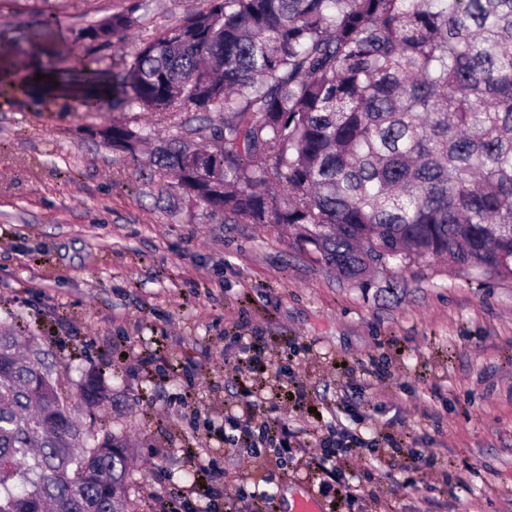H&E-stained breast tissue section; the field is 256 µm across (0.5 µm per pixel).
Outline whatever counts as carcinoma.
Masks as SVG:
<instances>
[{
	"label": "carcinoma",
	"instance_id": "1",
	"mask_svg": "<svg viewBox=\"0 0 512 512\" xmlns=\"http://www.w3.org/2000/svg\"><path fill=\"white\" fill-rule=\"evenodd\" d=\"M132 24L117 13L87 37L107 48ZM57 79L98 104L224 114L207 152L159 145L162 173L180 184L205 157L207 208L298 227L341 279L440 257L512 280V0H207L125 72ZM99 134L131 155L142 141ZM271 173L285 194L262 190ZM80 396L110 398L94 373ZM82 441L40 349L0 326V512H131L130 449Z\"/></svg>",
	"mask_w": 512,
	"mask_h": 512
}]
</instances>
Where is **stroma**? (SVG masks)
Returning a JSON list of instances; mask_svg holds the SVG:
<instances>
[{
  "label": "stroma",
  "mask_w": 512,
  "mask_h": 512,
  "mask_svg": "<svg viewBox=\"0 0 512 512\" xmlns=\"http://www.w3.org/2000/svg\"><path fill=\"white\" fill-rule=\"evenodd\" d=\"M204 0H0V43L18 68L94 59L90 26L135 10L125 42L103 53L122 71L142 39ZM185 122L210 146L214 112H145L0 82V322L47 354L86 442L125 439L134 512H252L273 496L291 512L320 473L301 455L261 454L232 466L227 418L241 415L224 374L260 339L247 379L258 419H288L300 440L337 426L391 436L415 457L346 482L378 491L318 512H512V280L476 277L429 258L389 262L347 281L276 224L206 208L149 160ZM120 122L147 135L136 155L98 137ZM99 372L110 399L79 403ZM243 496L224 498L225 476Z\"/></svg>",
  "instance_id": "1"
}]
</instances>
